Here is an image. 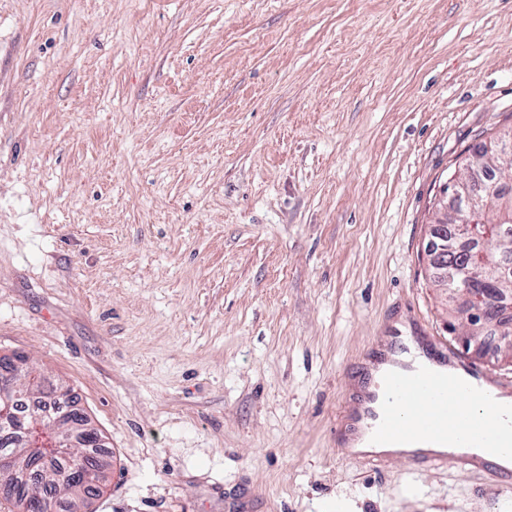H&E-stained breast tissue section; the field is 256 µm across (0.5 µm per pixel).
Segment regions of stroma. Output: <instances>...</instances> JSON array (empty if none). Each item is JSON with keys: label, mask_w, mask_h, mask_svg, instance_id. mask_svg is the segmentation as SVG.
Masks as SVG:
<instances>
[{"label": "stroma", "mask_w": 512, "mask_h": 512, "mask_svg": "<svg viewBox=\"0 0 512 512\" xmlns=\"http://www.w3.org/2000/svg\"><path fill=\"white\" fill-rule=\"evenodd\" d=\"M512 127V0H0V356L69 389L88 512H512L343 445L399 327L464 349L425 244Z\"/></svg>", "instance_id": "1"}]
</instances>
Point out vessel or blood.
Segmentation results:
<instances>
[{
	"label": "vessel or blood",
	"mask_w": 512,
	"mask_h": 512,
	"mask_svg": "<svg viewBox=\"0 0 512 512\" xmlns=\"http://www.w3.org/2000/svg\"><path fill=\"white\" fill-rule=\"evenodd\" d=\"M427 368H412L387 374L383 386V408L373 414L375 440L400 436L407 423H415L419 435L454 440L466 446L512 447V426L503 428L469 406V386L448 373L455 359L447 347H428ZM462 466L487 476L488 489L499 492L512 487V471L499 469L488 457H465Z\"/></svg>",
	"instance_id": "vessel-or-blood-1"
}]
</instances>
